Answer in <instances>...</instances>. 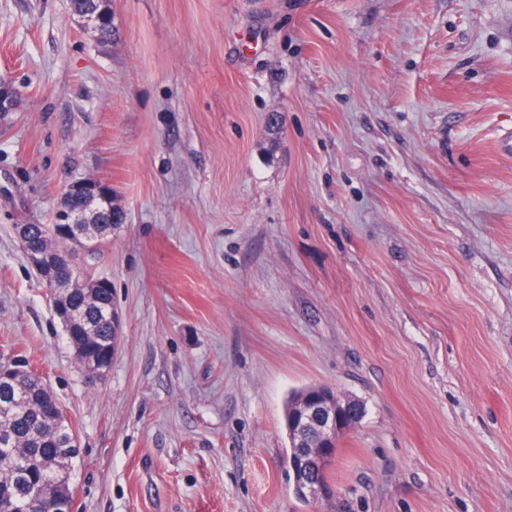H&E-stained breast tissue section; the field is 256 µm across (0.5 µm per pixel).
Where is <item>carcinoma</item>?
Here are the masks:
<instances>
[{
  "instance_id": "cac0c4a2",
  "label": "carcinoma",
  "mask_w": 512,
  "mask_h": 512,
  "mask_svg": "<svg viewBox=\"0 0 512 512\" xmlns=\"http://www.w3.org/2000/svg\"><path fill=\"white\" fill-rule=\"evenodd\" d=\"M73 8L77 11L93 8L99 12V36L103 41L112 38L110 0H73ZM113 223L115 213L104 209L87 230L105 238L111 234ZM69 302L80 317L69 338L75 352L105 357L109 332L103 324L102 311L112 302V291L104 290L92 298L88 289L77 288L70 293ZM317 389L316 385L309 386L291 392L288 397L285 420L294 445L299 440L308 446L316 444L314 437L299 429L296 409ZM53 398L45 379L35 369L7 385H0V412L9 411L8 417L0 418V479L5 482L6 493L5 500L0 502V512H29L32 494L55 484L59 469L69 465L59 452L69 427L62 421L55 433L48 422Z\"/></svg>"
}]
</instances>
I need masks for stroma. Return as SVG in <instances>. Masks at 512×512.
<instances>
[{"mask_svg":"<svg viewBox=\"0 0 512 512\" xmlns=\"http://www.w3.org/2000/svg\"><path fill=\"white\" fill-rule=\"evenodd\" d=\"M0 0V358L80 512H512V0ZM278 114V126L268 117ZM92 175L122 339L88 383L16 227ZM364 407L320 510L285 398ZM99 2H93V0H74L73 8L76 11H82L83 9L94 8L95 11L99 12L95 16H87L82 20L91 26V29L95 30L99 17L101 23L99 25V36L100 41H108L112 38V11L110 0H98ZM20 97L8 76L0 75V115L14 112L19 105ZM321 385H314L303 388L301 390L293 391L288 397L285 409V420H286V428L287 433L289 430V438H291V443L293 446L297 444L298 438L306 445L311 447L315 446L316 440L314 437L303 433L301 429H299V424L296 419V409L311 395V393L317 390Z\"/></svg>","mask_w":512,"mask_h":512,"instance_id":"obj_1","label":"stroma"}]
</instances>
